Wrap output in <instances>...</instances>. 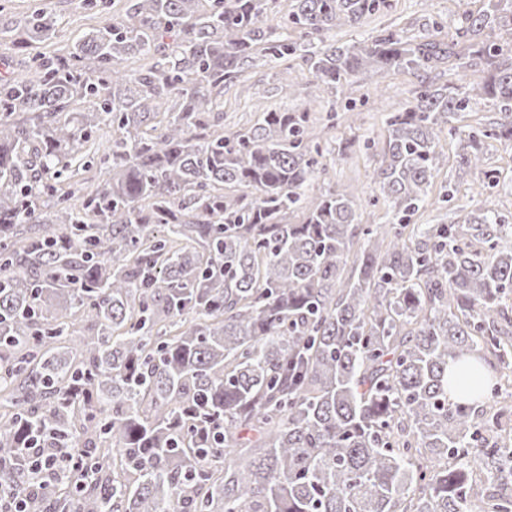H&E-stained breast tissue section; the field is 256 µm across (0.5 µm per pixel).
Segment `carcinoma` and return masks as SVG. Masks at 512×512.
Here are the masks:
<instances>
[{"instance_id":"obj_1","label":"carcinoma","mask_w":512,"mask_h":512,"mask_svg":"<svg viewBox=\"0 0 512 512\" xmlns=\"http://www.w3.org/2000/svg\"><path fill=\"white\" fill-rule=\"evenodd\" d=\"M201 2L128 0L0 85V481L38 438L87 470L25 512H512V442L484 436L512 411L495 402L512 372V225L488 207L412 223L449 118L481 100L500 118L470 129L457 162L498 182L483 144L512 145V39L480 36L512 31V0L446 42L385 30L344 47L326 35L391 0H292L287 25L322 43L314 78L348 109L364 70L460 68L461 42L483 65L390 113L372 196L393 202L390 224L356 223L361 198L336 188L306 202L336 152L310 141L308 111L214 130L224 82L297 46L267 24L277 0ZM57 27L25 24L39 41ZM136 53L159 59L118 67ZM77 99L91 110L68 111ZM102 125L108 178L75 198L62 176ZM83 319L96 334L61 358ZM450 361L476 377L454 378L458 400Z\"/></svg>"}]
</instances>
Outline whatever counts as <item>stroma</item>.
Listing matches in <instances>:
<instances>
[{
  "instance_id": "obj_1",
  "label": "stroma",
  "mask_w": 512,
  "mask_h": 512,
  "mask_svg": "<svg viewBox=\"0 0 512 512\" xmlns=\"http://www.w3.org/2000/svg\"><path fill=\"white\" fill-rule=\"evenodd\" d=\"M123 4L124 0H100L97 8L86 9L80 0H5L0 5V28H10L11 34L0 39V83L24 71L31 58L51 61L68 55L94 28L122 15ZM391 4L383 15L330 32V41L340 45L367 41L388 27L403 29L412 40L430 37L444 41L469 14L483 8L486 0H391ZM35 11L60 20L56 38L40 42L22 35L25 17ZM437 21L442 24L438 31L433 28ZM291 65L293 89L287 95L278 90L280 65L262 60L228 84L224 89V130L231 133L250 128L268 111H309L315 141L333 142L338 150L337 155L323 158L325 171L309 191L313 197L338 188L369 198L382 161L388 114L405 109L421 82L440 86L479 77L474 66L456 70L443 66L422 77L410 71L383 75L365 70L351 80L360 105L347 113L333 110L334 92L318 85L305 59L292 60ZM331 112L336 115L332 122L327 119ZM438 150L444 161L433 173L427 203L415 216V223L457 224L471 210L486 205L512 221V147L495 140L484 145L489 164L500 172L493 187L483 186L476 173L459 168L457 137L442 136Z\"/></svg>"
}]
</instances>
